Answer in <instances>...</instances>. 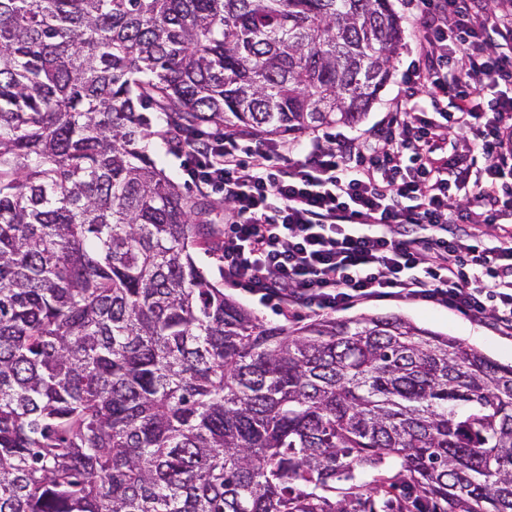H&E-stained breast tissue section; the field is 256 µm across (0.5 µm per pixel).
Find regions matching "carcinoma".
Instances as JSON below:
<instances>
[{"instance_id": "cac0c4a2", "label": "carcinoma", "mask_w": 512, "mask_h": 512, "mask_svg": "<svg viewBox=\"0 0 512 512\" xmlns=\"http://www.w3.org/2000/svg\"><path fill=\"white\" fill-rule=\"evenodd\" d=\"M402 40L390 0H0V512H512V364L264 322L148 151L352 126Z\"/></svg>"}]
</instances>
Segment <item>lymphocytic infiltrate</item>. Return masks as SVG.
Here are the masks:
<instances>
[{
	"label": "lymphocytic infiltrate",
	"instance_id": "1",
	"mask_svg": "<svg viewBox=\"0 0 512 512\" xmlns=\"http://www.w3.org/2000/svg\"><path fill=\"white\" fill-rule=\"evenodd\" d=\"M393 128L248 149L187 136L180 169L228 207L224 280L327 315L396 298L512 335V0H411ZM502 232H483V225Z\"/></svg>",
	"mask_w": 512,
	"mask_h": 512
}]
</instances>
